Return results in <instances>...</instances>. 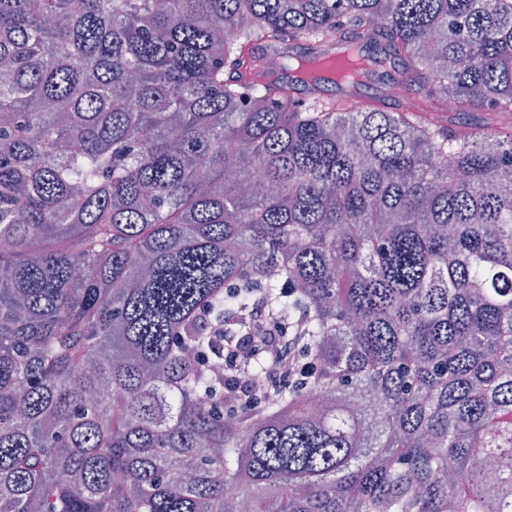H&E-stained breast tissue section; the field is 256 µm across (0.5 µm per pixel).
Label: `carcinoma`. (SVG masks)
Returning <instances> with one entry per match:
<instances>
[{"instance_id": "1", "label": "carcinoma", "mask_w": 512, "mask_h": 512, "mask_svg": "<svg viewBox=\"0 0 512 512\" xmlns=\"http://www.w3.org/2000/svg\"><path fill=\"white\" fill-rule=\"evenodd\" d=\"M511 127L512 0H0V512H512Z\"/></svg>"}]
</instances>
